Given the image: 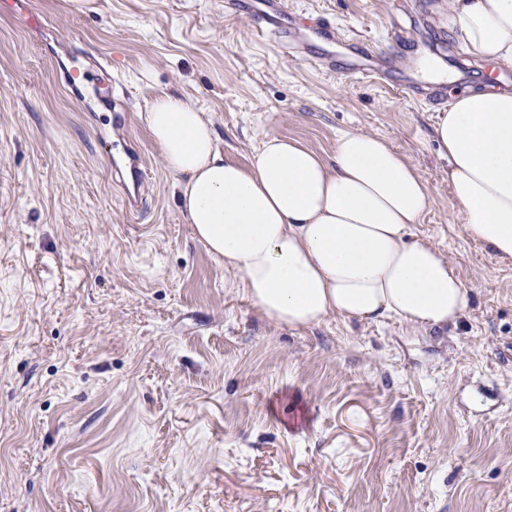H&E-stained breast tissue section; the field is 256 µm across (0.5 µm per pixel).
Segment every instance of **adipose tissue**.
Listing matches in <instances>:
<instances>
[{
	"instance_id": "1",
	"label": "adipose tissue",
	"mask_w": 512,
	"mask_h": 512,
	"mask_svg": "<svg viewBox=\"0 0 512 512\" xmlns=\"http://www.w3.org/2000/svg\"><path fill=\"white\" fill-rule=\"evenodd\" d=\"M448 25L475 59L512 68V0H448ZM146 122L195 237L271 321L442 327L467 308L448 259L412 238L430 203L424 179L383 138L341 134L327 160L269 137L244 167L224 158L211 120L179 96L155 97ZM434 138L448 149L464 230L512 260V91L453 99Z\"/></svg>"
}]
</instances>
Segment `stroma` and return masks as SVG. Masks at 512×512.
I'll list each match as a JSON object with an SVG mask.
<instances>
[{
    "mask_svg": "<svg viewBox=\"0 0 512 512\" xmlns=\"http://www.w3.org/2000/svg\"><path fill=\"white\" fill-rule=\"evenodd\" d=\"M224 2L0 0V512H512V261L462 228L443 106L401 88L454 98L512 68L438 24L448 0H288L385 55L386 86L281 54ZM74 63L127 90L141 210L112 180L111 108L65 89ZM165 92L243 166L272 136L326 159L341 133L386 139L427 185L414 237L470 290L461 318H263L178 207L145 121Z\"/></svg>",
    "mask_w": 512,
    "mask_h": 512,
    "instance_id": "35a3bbf8",
    "label": "stroma"
}]
</instances>
